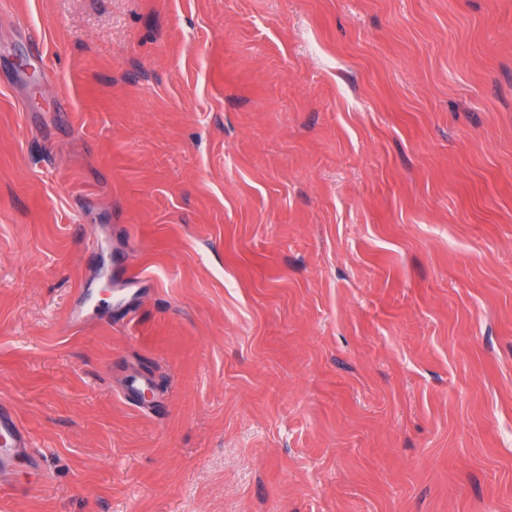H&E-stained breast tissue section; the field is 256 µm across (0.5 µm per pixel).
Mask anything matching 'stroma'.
Wrapping results in <instances>:
<instances>
[{
    "label": "stroma",
    "instance_id": "obj_1",
    "mask_svg": "<svg viewBox=\"0 0 512 512\" xmlns=\"http://www.w3.org/2000/svg\"><path fill=\"white\" fill-rule=\"evenodd\" d=\"M1 399L0 512H512V0H15ZM28 434L19 422L13 404L0 402V499L16 493L15 462L28 448Z\"/></svg>",
    "mask_w": 512,
    "mask_h": 512
}]
</instances>
